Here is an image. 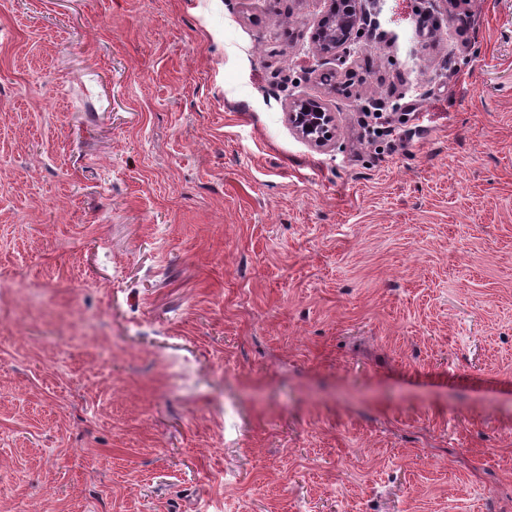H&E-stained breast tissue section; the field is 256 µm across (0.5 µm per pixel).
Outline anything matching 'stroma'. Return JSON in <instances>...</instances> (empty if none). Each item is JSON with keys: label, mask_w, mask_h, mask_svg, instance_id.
Returning <instances> with one entry per match:
<instances>
[{"label": "stroma", "mask_w": 512, "mask_h": 512, "mask_svg": "<svg viewBox=\"0 0 512 512\" xmlns=\"http://www.w3.org/2000/svg\"><path fill=\"white\" fill-rule=\"evenodd\" d=\"M375 3L0 0V512L512 506V0ZM360 0L331 1V7L320 20L313 41L317 51L322 54L335 53L336 50L362 34V20L366 15ZM289 118L295 130L311 142L321 144L327 140L328 127H334L335 116L324 112L319 106L312 107L309 102L301 103Z\"/></svg>", "instance_id": "1"}]
</instances>
